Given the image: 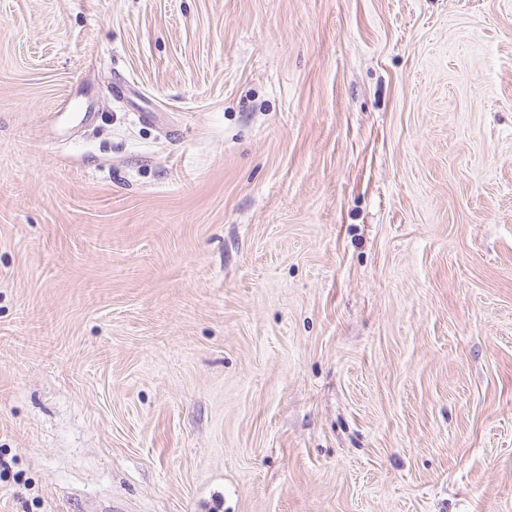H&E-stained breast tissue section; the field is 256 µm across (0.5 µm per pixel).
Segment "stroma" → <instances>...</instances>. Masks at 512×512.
<instances>
[{
    "label": "stroma",
    "mask_w": 512,
    "mask_h": 512,
    "mask_svg": "<svg viewBox=\"0 0 512 512\" xmlns=\"http://www.w3.org/2000/svg\"><path fill=\"white\" fill-rule=\"evenodd\" d=\"M0 512H512V0H0Z\"/></svg>",
    "instance_id": "1"
}]
</instances>
